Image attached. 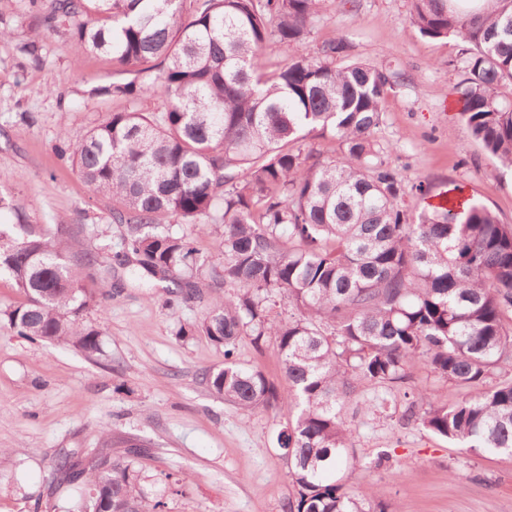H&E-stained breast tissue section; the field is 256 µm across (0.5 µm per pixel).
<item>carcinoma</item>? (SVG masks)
<instances>
[{"label":"carcinoma","mask_w":512,"mask_h":512,"mask_svg":"<svg viewBox=\"0 0 512 512\" xmlns=\"http://www.w3.org/2000/svg\"><path fill=\"white\" fill-rule=\"evenodd\" d=\"M325 0H26L27 12L68 36L74 58L100 52L116 66L92 92L133 105L165 100L161 112H113L80 139L62 133L57 153L93 194L112 198L126 226L118 261L183 299L199 294L205 266L177 224L220 231V278L236 292L213 300L190 332L224 348V366L205 374L211 391L245 412L287 411L277 435L294 493L286 512H386L373 488L354 491L345 473L356 428L347 402L359 380L402 393V419L474 453L512 455V377L486 385L512 363V227L464 187L432 193L406 187L372 132L400 73L352 57L333 38L299 48ZM411 24L431 38L463 43L456 103L470 135L512 168V0L465 13L455 0H412ZM279 44L288 62L270 69ZM19 52L38 63L32 37ZM338 143L323 162L305 145L313 131ZM426 203L408 210L406 191ZM0 274L26 302L0 322L31 343L102 352L100 326L85 321L98 296L105 244L82 252L67 224H32L0 195ZM288 303L286 319L275 312ZM243 336L275 338L287 392L262 371L231 359ZM416 360L463 393L434 403L405 384ZM128 441L122 455L62 448L47 476L69 512H164L145 508Z\"/></svg>","instance_id":"cac0c4a2"}]
</instances>
